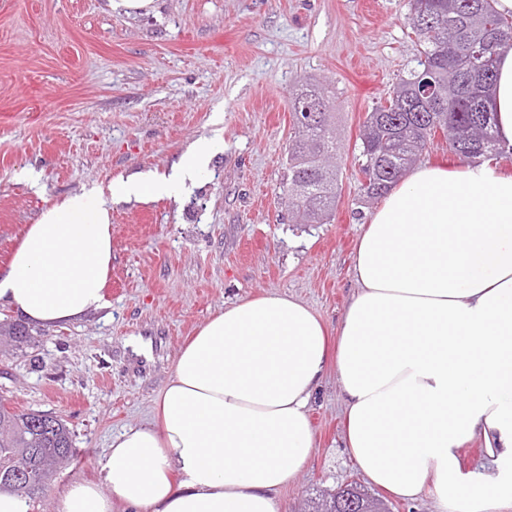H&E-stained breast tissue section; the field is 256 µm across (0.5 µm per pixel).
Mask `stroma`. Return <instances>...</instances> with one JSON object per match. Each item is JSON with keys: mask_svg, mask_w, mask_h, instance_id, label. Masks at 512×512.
I'll return each instance as SVG.
<instances>
[{"mask_svg": "<svg viewBox=\"0 0 512 512\" xmlns=\"http://www.w3.org/2000/svg\"><path fill=\"white\" fill-rule=\"evenodd\" d=\"M409 13L408 0H154L130 14L108 0H0V267L49 204L224 142L178 197L112 202L105 308L32 326L30 345L0 357V398L74 433L77 455L48 481L43 512H58L70 483L99 479L113 436L149 418L180 348L225 305L291 295L338 324L374 211L359 201L360 128L417 65ZM306 84L336 99L342 159L326 224L289 223L280 199L289 98ZM310 419L313 448L280 512L346 483L390 512H441L433 489L409 502L368 484L343 445L335 375Z\"/></svg>", "mask_w": 512, "mask_h": 512, "instance_id": "obj_1", "label": "stroma"}]
</instances>
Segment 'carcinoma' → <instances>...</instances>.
<instances>
[{
	"label": "carcinoma",
	"mask_w": 512,
	"mask_h": 512,
	"mask_svg": "<svg viewBox=\"0 0 512 512\" xmlns=\"http://www.w3.org/2000/svg\"><path fill=\"white\" fill-rule=\"evenodd\" d=\"M432 12L437 26L423 29L415 15ZM410 25L422 50L418 67L394 85L389 96L372 108L363 122L358 171L371 177L362 185L366 201L387 193L415 164L427 143L442 130L448 150L464 157L491 158L505 146L498 139L494 116L486 103L495 80L497 61L512 48L493 33L512 30V19L496 11L493 0H410ZM483 71L480 82L468 85L469 74ZM448 90L454 99H433L414 111L423 83ZM294 137L287 157L288 179L282 195L293 224H322L336 204L338 141L335 104L315 85L292 94ZM26 327L0 322V355L31 342ZM77 453L70 429L60 417L44 411L17 412L0 398V491H9L18 464L36 457L37 482L21 497L29 512L43 497L48 479L57 471L56 457ZM352 495L365 512H388L384 503L357 485ZM333 496L323 491L306 512H331Z\"/></svg>",
	"instance_id": "obj_1"
}]
</instances>
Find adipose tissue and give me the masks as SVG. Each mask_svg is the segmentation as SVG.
Segmentation results:
<instances>
[{
	"mask_svg": "<svg viewBox=\"0 0 512 512\" xmlns=\"http://www.w3.org/2000/svg\"><path fill=\"white\" fill-rule=\"evenodd\" d=\"M512 148V50L489 101ZM215 143L170 173L48 205L4 268L0 305L53 326L103 308L112 268L109 199L170 197ZM356 290L337 327L280 294L238 300L198 327L141 425L114 437L101 478L59 512H279L313 444L308 406L328 373L344 446L367 481L406 501L433 488L445 512L512 506V173L487 162L422 164L365 222ZM480 442L499 476L469 480L458 448Z\"/></svg>",
	"mask_w": 512,
	"mask_h": 512,
	"instance_id": "ef3b65f1",
	"label": "adipose tissue"
}]
</instances>
